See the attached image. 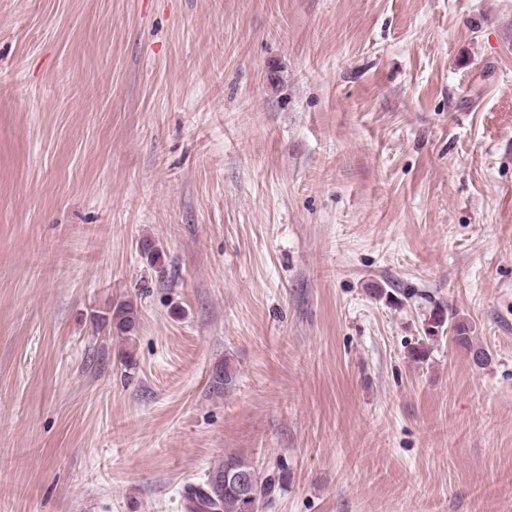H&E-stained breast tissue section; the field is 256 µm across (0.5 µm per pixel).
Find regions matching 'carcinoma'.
I'll list each match as a JSON object with an SVG mask.
<instances>
[{
	"instance_id": "obj_1",
	"label": "carcinoma",
	"mask_w": 512,
	"mask_h": 512,
	"mask_svg": "<svg viewBox=\"0 0 512 512\" xmlns=\"http://www.w3.org/2000/svg\"><path fill=\"white\" fill-rule=\"evenodd\" d=\"M432 308L424 319V333L429 340H434L445 326H450L453 343L467 350L474 364L481 368L489 361V353L473 343L471 325L447 312V308L431 302ZM137 307L131 301L118 305L112 312V324L119 339L128 341L135 328ZM232 469L245 475L250 482L254 500H245L239 491L223 483L224 473ZM288 472L281 470L276 474L260 476L254 464L241 456L230 454L224 461L209 470L205 481L188 485L184 488L183 497L186 512H251L250 504L263 501L271 502L277 494L284 490Z\"/></svg>"
}]
</instances>
